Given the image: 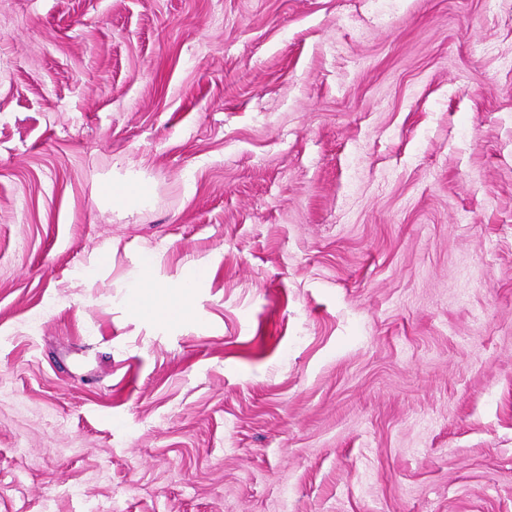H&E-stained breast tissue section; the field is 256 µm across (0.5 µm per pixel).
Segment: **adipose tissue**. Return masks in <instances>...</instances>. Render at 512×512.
<instances>
[{"instance_id":"adipose-tissue-1","label":"adipose tissue","mask_w":512,"mask_h":512,"mask_svg":"<svg viewBox=\"0 0 512 512\" xmlns=\"http://www.w3.org/2000/svg\"><path fill=\"white\" fill-rule=\"evenodd\" d=\"M142 265L146 274L135 282L130 289L132 304L140 309L150 311L158 307L163 308L166 319L173 322L186 319L189 316L190 311L186 304L187 298L193 289L207 280L212 273V267L209 263L202 261L193 263L188 267L180 281L178 293L168 295L152 291L151 289L150 278L148 276L149 269L153 267V256L151 253L147 252L143 254Z\"/></svg>"}]
</instances>
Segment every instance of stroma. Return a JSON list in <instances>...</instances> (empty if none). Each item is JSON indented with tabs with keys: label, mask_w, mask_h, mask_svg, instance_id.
I'll return each mask as SVG.
<instances>
[{
	"label": "stroma",
	"mask_w": 512,
	"mask_h": 512,
	"mask_svg": "<svg viewBox=\"0 0 512 512\" xmlns=\"http://www.w3.org/2000/svg\"><path fill=\"white\" fill-rule=\"evenodd\" d=\"M511 59L512 0H0V512H512ZM106 194L113 203L135 207L148 201L154 194V187L148 182L113 184L106 188ZM144 275L135 282L130 289L131 304L143 310H156V302L164 304L165 319L173 322L186 319L189 308L186 300L202 282L207 280L212 273V267L207 262H195L186 270L185 275L179 283L180 291L176 295H168L160 292H152L149 272L153 267V256L146 252L142 256Z\"/></svg>",
	"instance_id": "35a3bbf8"
}]
</instances>
